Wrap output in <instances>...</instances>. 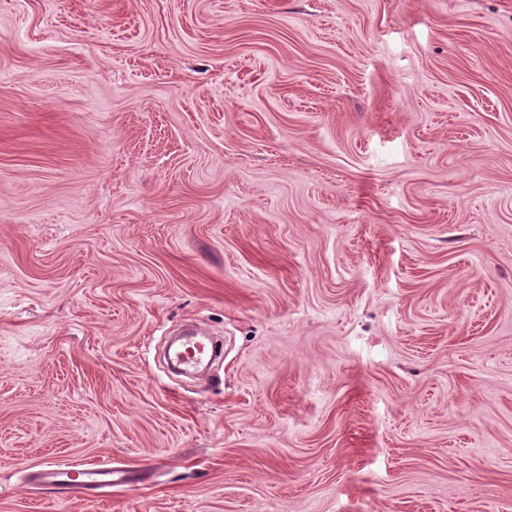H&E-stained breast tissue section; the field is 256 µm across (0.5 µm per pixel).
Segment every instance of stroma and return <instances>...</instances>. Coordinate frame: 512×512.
<instances>
[{
  "label": "stroma",
  "mask_w": 512,
  "mask_h": 512,
  "mask_svg": "<svg viewBox=\"0 0 512 512\" xmlns=\"http://www.w3.org/2000/svg\"><path fill=\"white\" fill-rule=\"evenodd\" d=\"M0 512H512V0H0ZM115 474L111 463L105 462L84 465L49 464L36 473V478L40 482L65 485L72 489L88 484L112 488V484L116 482Z\"/></svg>",
  "instance_id": "obj_1"
}]
</instances>
